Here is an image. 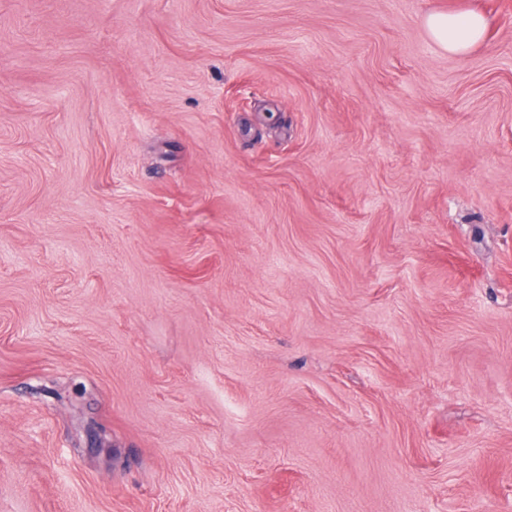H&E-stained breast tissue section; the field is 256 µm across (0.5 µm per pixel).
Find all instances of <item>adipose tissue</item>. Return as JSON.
Instances as JSON below:
<instances>
[{
  "mask_svg": "<svg viewBox=\"0 0 512 512\" xmlns=\"http://www.w3.org/2000/svg\"><path fill=\"white\" fill-rule=\"evenodd\" d=\"M424 27L438 45L451 54L466 53L484 37L488 21L478 12L453 14L435 12L425 16Z\"/></svg>",
  "mask_w": 512,
  "mask_h": 512,
  "instance_id": "1",
  "label": "adipose tissue"
}]
</instances>
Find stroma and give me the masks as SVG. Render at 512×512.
<instances>
[{"label":"stroma","mask_w":512,"mask_h":512,"mask_svg":"<svg viewBox=\"0 0 512 512\" xmlns=\"http://www.w3.org/2000/svg\"><path fill=\"white\" fill-rule=\"evenodd\" d=\"M0 512H512V0H0ZM424 27L438 45L451 54H464L484 37L488 21L479 12H435L425 16Z\"/></svg>","instance_id":"35a3bbf8"}]
</instances>
